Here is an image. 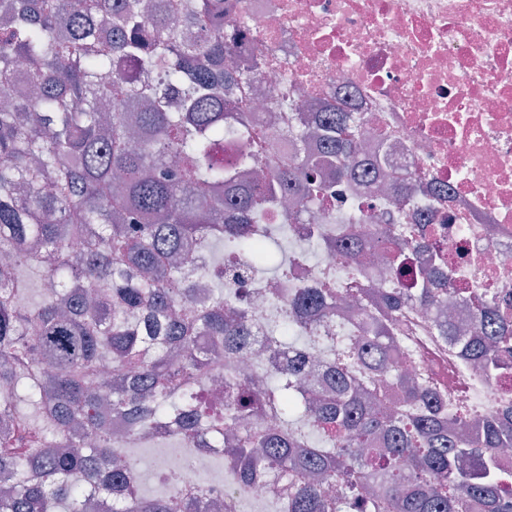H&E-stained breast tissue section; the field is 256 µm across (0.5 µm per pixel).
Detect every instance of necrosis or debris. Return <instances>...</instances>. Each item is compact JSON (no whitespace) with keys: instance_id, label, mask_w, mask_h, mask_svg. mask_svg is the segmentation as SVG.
Returning a JSON list of instances; mask_svg holds the SVG:
<instances>
[{"instance_id":"4bbe7bcc","label":"necrosis or debris","mask_w":512,"mask_h":512,"mask_svg":"<svg viewBox=\"0 0 512 512\" xmlns=\"http://www.w3.org/2000/svg\"><path fill=\"white\" fill-rule=\"evenodd\" d=\"M225 28L238 53L261 59L251 69L248 109L264 139L280 137L286 112L271 107L272 93L297 94L309 106L336 105L360 119V153L382 164L386 184L417 179L421 188L399 215L376 184L338 182L340 203L310 207L293 225L297 262L287 278L246 276L242 303L263 345L277 311L269 289L291 295L314 287L316 272H336L337 294L398 287L380 257L366 256L360 274L342 271L327 242L351 212L366 227L396 225L405 236L426 225L447 260L455 287L468 300L455 304L458 322H471L473 298L512 310V0H229ZM432 312L409 308L399 316L400 371L428 378L453 407L512 403L496 382L470 369L459 348L435 335ZM216 451L200 448L194 466L183 455L160 459L180 467L184 487L218 512H243L263 503L264 482L240 493L231 477L213 480Z\"/></svg>"}]
</instances>
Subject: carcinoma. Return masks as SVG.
I'll use <instances>...</instances> for the list:
<instances>
[{"mask_svg": "<svg viewBox=\"0 0 512 512\" xmlns=\"http://www.w3.org/2000/svg\"><path fill=\"white\" fill-rule=\"evenodd\" d=\"M224 2L11 0L0 13V469L16 474L0 512H79L89 495L112 512H204L176 469L155 471L161 490L144 492L135 455L173 441L191 463L204 439L224 445L214 461L239 491L264 474L287 485L269 512H512V470L499 462L512 408L474 422L410 382L386 409L376 365L411 304L435 312L467 364L512 384V317L478 300L473 325L445 318L461 289L439 275L444 259L407 266L423 236L385 231L384 266L410 290L374 293L368 322L321 327L313 315L335 289L300 288L268 347L300 337L307 358L261 360L259 377L210 390L252 336L245 311L225 309L224 267L241 251L263 256L252 225L299 223L288 210L274 223V197L331 205L322 169L356 174L362 137L345 112H291L289 128L320 153L256 178ZM114 98L133 112L108 111ZM348 236L336 240L347 267L362 261ZM189 242L223 245L228 265L198 273ZM259 401L277 429L253 420Z\"/></svg>", "mask_w": 512, "mask_h": 512, "instance_id": "cac0c4a2", "label": "carcinoma"}]
</instances>
